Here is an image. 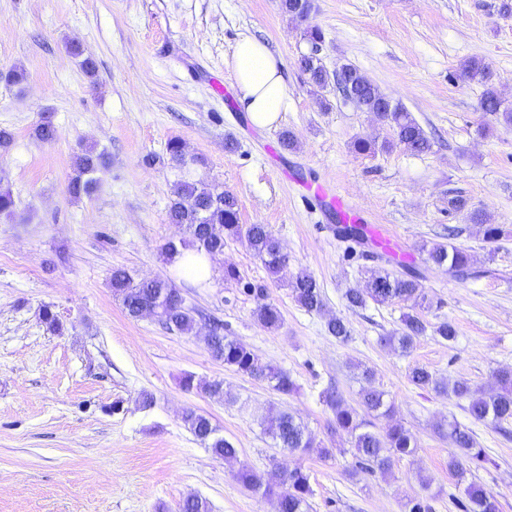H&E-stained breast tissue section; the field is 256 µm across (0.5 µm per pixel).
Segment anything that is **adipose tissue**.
I'll use <instances>...</instances> for the list:
<instances>
[{"instance_id": "ef3b65f1", "label": "adipose tissue", "mask_w": 512, "mask_h": 512, "mask_svg": "<svg viewBox=\"0 0 512 512\" xmlns=\"http://www.w3.org/2000/svg\"><path fill=\"white\" fill-rule=\"evenodd\" d=\"M232 67L241 110L256 126H273L291 106L281 58L263 41L245 36L233 47Z\"/></svg>"}]
</instances>
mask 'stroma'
<instances>
[{
	"label": "stroma",
	"instance_id": "1",
	"mask_svg": "<svg viewBox=\"0 0 512 512\" xmlns=\"http://www.w3.org/2000/svg\"><path fill=\"white\" fill-rule=\"evenodd\" d=\"M500 2L313 0L303 22L282 14L280 0H0V71L25 74L18 86L0 82V129L13 135L0 175L16 200L14 214L0 216V512H180L193 495L211 512H276L273 498L236 477L243 468L271 473L274 458L308 474L309 512H405L416 497L433 512H463L464 488L448 470L453 444L435 429L450 419L468 425L485 455L473 481L494 493L500 512H512V437L408 377L423 365L438 378L467 380L480 396L496 389L497 369L512 368V127L480 112L482 86L458 70L482 58L512 103V17L499 15ZM310 25L324 34V64H353L401 102L431 152L354 151L356 138L381 143L393 132L335 89L309 86L296 60L309 49ZM244 35L283 61L292 108L270 128L254 127L236 97L213 89L217 79L234 83L233 46ZM71 42L94 60L95 76L68 53ZM46 115L57 130L48 143L34 135ZM285 130L296 149L281 148ZM172 138L185 143L193 176L235 195L241 223L269 226L289 273L317 278L322 312L299 307L287 281H270L244 240L226 241L202 282L162 255L161 245L183 234L167 216L181 176L166 153ZM88 146L106 150L108 162L94 192L75 199L67 184ZM309 183L349 198L366 224L390 229L395 246L378 265L394 272L422 265V244L460 228L453 243L479 275L427 268L422 286L443 306L423 312L430 330L410 355L381 341L401 328L406 303L348 307L345 293L363 287L371 248L337 239L333 219L303 202ZM452 192L483 210L500 236L486 239V224L449 212ZM229 266L240 281H225ZM116 267L172 280L206 316L197 333L130 318L110 285ZM245 281L267 286L283 316L279 330L257 322ZM45 304L61 331L41 323ZM333 315L348 325L347 342L327 332ZM211 318L287 371L296 391L282 395L212 358L203 341ZM445 319L457 326L451 344L431 330ZM364 368L393 399L394 421L418 438L416 454L384 475H350L348 439L319 399L333 387L357 405ZM188 374L198 388H183ZM213 381L223 382L226 399L202 391ZM145 393L154 397L147 409ZM273 407L307 426L316 451L275 447L261 426ZM190 408L233 442L236 461L216 457L189 431L182 414Z\"/></svg>",
	"mask_w": 512,
	"mask_h": 512
}]
</instances>
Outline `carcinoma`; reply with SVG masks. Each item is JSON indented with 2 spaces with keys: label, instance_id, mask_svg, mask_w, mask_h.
Returning <instances> with one entry per match:
<instances>
[{
  "label": "carcinoma",
  "instance_id": "1",
  "mask_svg": "<svg viewBox=\"0 0 512 512\" xmlns=\"http://www.w3.org/2000/svg\"><path fill=\"white\" fill-rule=\"evenodd\" d=\"M283 14L305 20L310 15L312 0H280ZM309 51L299 56L297 63L307 75L308 83L318 89H326L336 83L337 73H342L343 91L351 97L356 107L371 112L378 121L389 125L393 139L384 147L399 146L403 150L419 155L430 151L431 140L421 125L399 103L392 101L373 85L357 67L343 63L330 70L316 55V48L323 42L322 30L312 26L306 30ZM461 74L484 87L480 99V110L507 124L512 123V107L499 96L493 82L489 66L478 57H470L461 62ZM169 160L182 170L188 164L184 144L179 139H171L166 145ZM107 164L105 152L87 147L76 154L73 175L67 190L71 197L79 199L92 193L95 185L93 174ZM171 223L185 227L187 238L179 242L169 241L162 247L165 255L174 257L183 250L216 256L224 252L228 239H246L253 255L263 264L268 278L278 281L288 269V254L278 238L265 224L239 223L237 198L228 192H218L202 179L182 177L174 184L168 209ZM336 237L341 241L362 244L366 240L364 228L360 224L335 225ZM424 264L446 267L460 279L475 276L471 255L463 248L448 242H435L422 248ZM365 288L350 289L345 299L350 308H364L371 301L384 305L395 300L411 303V311L403 314V328L382 337V341L407 355L414 348L417 338L426 332V325L419 315L421 310L433 307V299L428 297L420 283L421 275L416 271L393 273L386 269L367 270ZM111 286L120 298L127 315L139 318L146 311L153 312L157 321L169 332L190 334L195 331L193 309L186 306L174 283L168 279L154 278L139 281L123 268L112 270ZM295 302L307 312H320L324 308L322 287L318 280L306 271L297 272L289 281ZM246 291L256 301L254 314L257 321L267 330H278L283 322L276 304L268 300L264 284L247 283ZM328 333L340 342L350 338L346 323L332 317L326 324ZM211 354L224 365L249 377L272 383L274 390L288 394L295 388L287 372L277 366L262 361L252 348L235 336L221 332V327L208 334L205 340ZM499 388L484 397L471 396L470 386L465 381H456L452 386L441 383L431 371L416 365L409 371V380L419 387H432L444 391L457 399L468 400L465 407L474 422H489L500 427L512 422V368L497 373ZM363 385L360 389V404L365 415L347 405L337 391H324L322 402L333 412L336 431L348 437L354 461L352 467L362 473H387L396 459L412 456L418 449L415 435L399 424H389L378 430L374 420L388 419L394 407L387 399V393L373 385V373L365 369L361 373ZM185 425L199 440L208 444L212 452L230 462L237 459L238 449L232 442L216 435L217 428L204 414L194 410L185 412ZM264 433L277 447L289 453H307L313 448V441L306 434L305 426L296 418L280 409H271L263 422ZM448 435L455 444L448 460V470L462 482L466 480L471 465L479 464L482 451L475 448L474 440L466 427L456 421L448 422ZM237 478L251 491L269 495L273 493L270 481L261 473L243 469ZM282 490L278 493V512H307L309 496L312 494L309 475L301 468L288 469L281 474ZM467 503L464 512H499V502L494 494L482 486L471 482L466 488Z\"/></svg>",
  "mask_w": 512,
  "mask_h": 512
}]
</instances>
